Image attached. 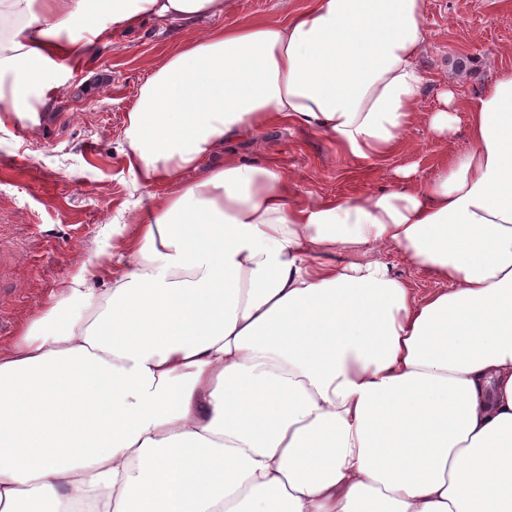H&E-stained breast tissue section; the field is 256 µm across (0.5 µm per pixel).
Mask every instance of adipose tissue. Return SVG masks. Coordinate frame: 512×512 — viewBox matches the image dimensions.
I'll list each match as a JSON object with an SVG mask.
<instances>
[{"mask_svg":"<svg viewBox=\"0 0 512 512\" xmlns=\"http://www.w3.org/2000/svg\"><path fill=\"white\" fill-rule=\"evenodd\" d=\"M233 4L0 0V127L57 95L28 96L32 63L77 69L145 19L182 29ZM424 10L314 0L153 67L123 130L148 194L87 260L103 290L72 275L0 347V512H507L512 71L422 182L297 199L278 166L222 156L275 123L369 162L398 151ZM394 249L438 291L394 277ZM259 393L277 407L241 416Z\"/></svg>","mask_w":512,"mask_h":512,"instance_id":"ef3b65f1","label":"adipose tissue"}]
</instances>
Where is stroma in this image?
Listing matches in <instances>:
<instances>
[{
    "mask_svg": "<svg viewBox=\"0 0 512 512\" xmlns=\"http://www.w3.org/2000/svg\"><path fill=\"white\" fill-rule=\"evenodd\" d=\"M310 4L234 0L232 12L205 19L198 28L277 22ZM424 24L429 38L419 65L425 89L399 153L375 165L339 153L316 131L274 124L257 137L225 144L226 154L273 160L287 169L302 198L390 189L395 170L407 166L414 167L416 180L426 179L441 155L468 148V103L498 70L512 69V0H426ZM174 44L166 26L152 20L117 34L83 69L53 68L64 87L36 135L10 125L0 129V251L28 257L6 275L16 289L0 294V343L13 340L57 296L63 279L78 273L89 253L107 248V226L127 222L133 203L146 195L128 169L122 131L148 70ZM461 58L467 61L462 69L456 65ZM448 90L459 107L458 121L454 134L442 140L432 134L429 118L442 109Z\"/></svg>",
    "mask_w": 512,
    "mask_h": 512,
    "instance_id": "stroma-1",
    "label": "stroma"
}]
</instances>
